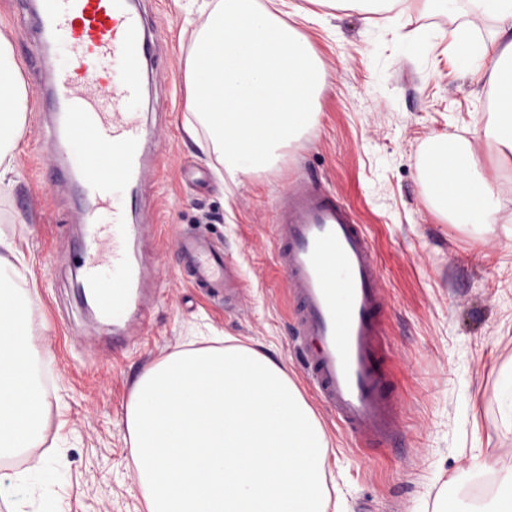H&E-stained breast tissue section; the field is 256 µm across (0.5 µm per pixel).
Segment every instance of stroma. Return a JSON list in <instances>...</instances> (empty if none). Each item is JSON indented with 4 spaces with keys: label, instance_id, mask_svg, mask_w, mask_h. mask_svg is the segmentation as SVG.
Here are the masks:
<instances>
[{
    "label": "stroma",
    "instance_id": "35a3bbf8",
    "mask_svg": "<svg viewBox=\"0 0 512 512\" xmlns=\"http://www.w3.org/2000/svg\"><path fill=\"white\" fill-rule=\"evenodd\" d=\"M196 2H142L159 60L171 69L150 114L165 165L142 190L144 211L165 234L142 245L157 290L145 336L126 348L113 350L111 329L80 299L73 245L85 228L72 190L45 164L43 113L24 116L14 157L21 177L9 198L16 221L0 223V233L29 262V332L58 388L44 444L17 468L49 465L59 480L26 499L0 500V512H145L126 418L134 384L173 354L226 342L286 366L330 441L325 481L343 512H437L475 460L512 469V420L492 400L512 373V242L474 243L469 225L434 212L423 165L433 140L468 136L490 105L489 92L455 60L448 33L484 40L492 22L467 8L448 14L428 0H404L392 24L371 28L341 5L283 0L280 22L309 42L324 75L316 122L281 149L275 167L231 176L219 149L198 148L208 128L187 109L193 88L181 76L211 21ZM305 175L320 178L366 225L390 295L384 328L401 426L377 448L360 447L319 403L290 334L295 305L272 224L290 180ZM182 234L223 243L238 276L232 305L216 308L184 283L174 246Z\"/></svg>",
    "mask_w": 512,
    "mask_h": 512
}]
</instances>
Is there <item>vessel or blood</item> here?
<instances>
[{
  "mask_svg": "<svg viewBox=\"0 0 512 512\" xmlns=\"http://www.w3.org/2000/svg\"><path fill=\"white\" fill-rule=\"evenodd\" d=\"M17 23L33 29L28 67L36 97L52 114L51 164L80 189L87 235L78 257L84 286L113 332L145 330L152 270L136 246L157 236L141 218L140 190L157 174L156 132L141 112L145 81L168 77L135 0H19ZM274 228L277 264L296 301L294 330L303 366L321 405L366 447L400 429L383 316L388 306L375 246L350 207L312 177L295 179L280 197ZM196 288L222 293L224 251L209 238L177 241ZM112 270L111 287L100 273Z\"/></svg>",
  "mask_w": 512,
  "mask_h": 512,
  "instance_id": "1",
  "label": "vessel or blood"
}]
</instances>
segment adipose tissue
<instances>
[{
  "label": "adipose tissue",
  "instance_id": "1",
  "mask_svg": "<svg viewBox=\"0 0 512 512\" xmlns=\"http://www.w3.org/2000/svg\"><path fill=\"white\" fill-rule=\"evenodd\" d=\"M494 22L492 37L481 47L492 64L480 80L493 89L492 110L472 139L436 148L426 168L430 203L456 224H490L497 236L512 240V224L498 223L503 206L498 189L484 175L487 156L512 159V0H439L448 12L462 2ZM29 106L27 87L0 29V220H11L5 204L13 187L14 153L24 133ZM28 281L23 257L0 259V471L10 469L26 449L40 447L50 396L28 359V322L21 311V284ZM440 512H512V470L493 471L472 499L448 496Z\"/></svg>",
  "mask_w": 512,
  "mask_h": 512
}]
</instances>
